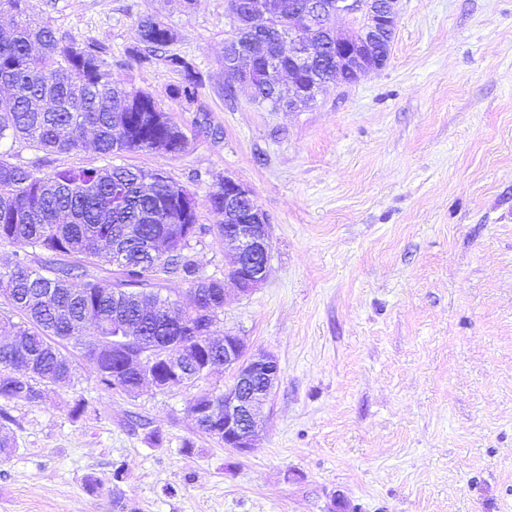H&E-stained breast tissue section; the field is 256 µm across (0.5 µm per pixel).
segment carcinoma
I'll list each match as a JSON object with an SVG mask.
<instances>
[{"label":"carcinoma","mask_w":512,"mask_h":512,"mask_svg":"<svg viewBox=\"0 0 512 512\" xmlns=\"http://www.w3.org/2000/svg\"><path fill=\"white\" fill-rule=\"evenodd\" d=\"M30 2L0 0V11L12 15L11 26L0 28V242L42 257L38 269L19 259L0 273V294L23 318L15 322L0 312V335L24 338L22 350L0 349V399L35 402L41 397L37 384L70 381L72 364L57 340L83 336L96 337L84 349L100 389L132 394L140 390L138 379L112 356L114 336H124L129 349L140 348L142 339H161L178 352L188 342L181 323L198 329L222 311L210 298L199 302L192 295L186 305H175L170 321L142 317L157 304L156 282L180 278L195 290L222 288L224 281L199 275L189 251L207 229L194 211L180 216L179 195L190 190L165 180L162 171L108 165L41 177L10 161L7 143L17 139L45 154L89 144L112 158L142 150L167 155L184 138L157 98L113 78L104 46L38 23ZM137 27L139 61L160 60L181 72L183 81L170 94L195 101L200 80L193 64L160 53L175 42V31L152 17L139 19ZM252 102L276 110L274 96L260 85ZM210 203L222 237L224 195L212 192ZM123 224L141 225L144 238L155 243L153 259L143 264L133 254L112 275L75 284L87 267L112 264V240ZM116 310L127 316L128 328L114 323Z\"/></svg>","instance_id":"carcinoma-1"}]
</instances>
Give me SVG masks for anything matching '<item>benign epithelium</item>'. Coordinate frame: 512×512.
Returning a JSON list of instances; mask_svg holds the SVG:
<instances>
[{
	"label": "benign epithelium",
	"mask_w": 512,
	"mask_h": 512,
	"mask_svg": "<svg viewBox=\"0 0 512 512\" xmlns=\"http://www.w3.org/2000/svg\"><path fill=\"white\" fill-rule=\"evenodd\" d=\"M278 0H253L247 19L238 8H226L230 37L224 42V73L249 87L255 83L272 89L281 98V109L293 111L316 102L330 84L316 76L312 66L322 51L321 42L303 38V31L318 26L323 18L344 16L348 27L331 28L332 48L336 51V70L361 75L383 69L390 49L380 47L385 35L395 32L399 0H299L288 8V18L295 25L280 30L277 47L255 74L247 65L249 46L265 38V25L276 10ZM288 57V69L280 60ZM224 277L230 279L243 294L258 288L267 278L272 250V225L266 212L244 183L224 178ZM213 325L203 335L190 341L192 350H209L215 344L224 346V363L206 360L202 372L222 366L231 372L233 382L224 390V446L244 454L251 452L261 436L258 412L267 403L280 380L277 359L271 354L250 356L242 337L226 332L221 338L212 336ZM189 350L175 353L168 346L154 342L142 350L125 354L126 371L139 375L143 384L159 387L153 366L162 363L169 373L183 372Z\"/></svg>",
	"instance_id": "1"
}]
</instances>
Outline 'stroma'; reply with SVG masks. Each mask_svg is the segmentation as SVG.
<instances>
[{
  "instance_id": "obj_1",
  "label": "stroma",
  "mask_w": 512,
  "mask_h": 512,
  "mask_svg": "<svg viewBox=\"0 0 512 512\" xmlns=\"http://www.w3.org/2000/svg\"><path fill=\"white\" fill-rule=\"evenodd\" d=\"M31 13L104 45L113 76L181 126L179 154L118 163L193 192L203 276L225 268L210 193L227 176L253 190L272 224L268 276L247 296L227 285L214 331L274 355L281 377L241 454L188 410L229 375L105 392L61 341L70 382L35 404L0 399L14 443L0 512H512V0H401L387 66L292 112L244 88L225 98V0H32ZM144 16L176 30L195 102L171 96L179 72L138 61ZM11 160L40 176L108 163L22 140Z\"/></svg>"
}]
</instances>
